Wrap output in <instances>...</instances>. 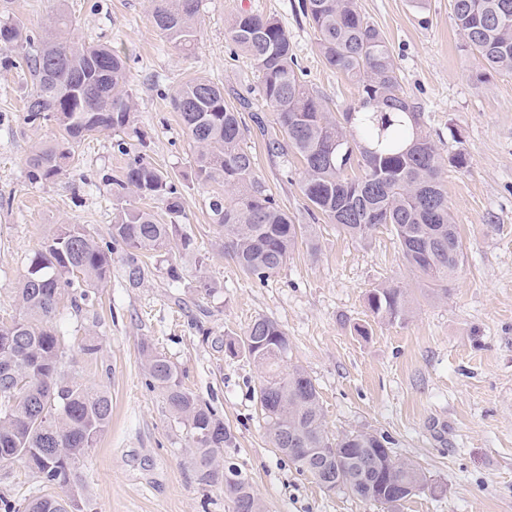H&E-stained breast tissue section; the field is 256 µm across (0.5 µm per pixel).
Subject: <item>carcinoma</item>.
I'll return each mask as SVG.
<instances>
[{
    "label": "carcinoma",
    "mask_w": 512,
    "mask_h": 512,
    "mask_svg": "<svg viewBox=\"0 0 512 512\" xmlns=\"http://www.w3.org/2000/svg\"><path fill=\"white\" fill-rule=\"evenodd\" d=\"M200 2L151 0L160 36L182 48L194 45ZM303 9L325 63L358 83V103L337 120L325 99L297 75L292 45L279 21L241 11L228 36L252 60L260 79L258 93L274 114L271 125L256 113L251 120L269 150L300 157V187L313 209L359 241L381 226L390 227L410 271L424 282V292L446 298L463 249L442 170L446 164L466 167L467 155L459 150L443 156L424 131L417 106L400 86L393 53L357 0H305ZM452 19L465 50L477 61L474 83L512 73V0H452ZM0 48L16 53L0 59L3 67L26 71L32 78L26 120L60 131V138L27 158L30 182L57 180L72 165L73 145L82 139L134 123L125 61L110 46L82 41L64 11L39 37L19 21L1 22ZM171 105L195 144L197 180L224 185V196L210 202L224 255L245 274L267 280L299 240L311 236V225L295 223L268 193L254 157L243 147L244 117L226 104L224 89L197 77L174 93ZM355 167L361 174L348 176ZM103 181L113 199L108 234L130 251L129 277L138 280L144 268L136 253L163 250L178 225L159 223L151 211L132 206L130 198L157 200L173 217L183 215L184 199L167 173L140 156ZM111 269L110 246L83 224H64L35 253L20 283L22 313L0 322V364L11 363L16 376L10 384L0 378V463L23 462L49 488L81 486L80 463L111 423V395L65 370L70 339L54 325L64 298L71 297L75 311H82L92 304L91 289ZM367 303L374 318L389 323L405 321L412 312V299L400 286L373 289ZM224 346L267 369L284 361L289 340L275 320L258 316ZM141 351L148 385L162 392L170 413L189 428L197 480L217 483L214 457L233 445L231 430L184 387L166 356L145 344ZM257 400L268 437L298 474L317 479L323 455L333 449L334 492L363 500L371 491L377 502L395 508L427 485L422 469L394 455L388 437L364 430L330 436L318 389L303 368L290 366L263 376ZM223 479L234 512H266L249 478L228 458ZM0 512L83 510L44 494L22 502L0 497Z\"/></svg>",
    "instance_id": "carcinoma-1"
}]
</instances>
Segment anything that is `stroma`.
<instances>
[{
	"label": "stroma",
	"mask_w": 512,
	"mask_h": 512,
	"mask_svg": "<svg viewBox=\"0 0 512 512\" xmlns=\"http://www.w3.org/2000/svg\"><path fill=\"white\" fill-rule=\"evenodd\" d=\"M301 0H202L197 40L183 51L150 19L149 0H8L0 20L16 18L41 32L58 10L74 19L83 40L109 43L127 58L135 122L98 133L75 149V166L52 183L26 177L27 156L58 131L26 122L31 79L0 68V321L20 313L17 289L30 260L63 224L105 234L112 198L104 176L142 156L169 173L186 200L180 230L192 238L168 245L164 262L144 260L141 280L128 278V252L112 245V269L95 292L93 310L62 301L58 330L98 337L96 358L74 354L72 372L112 396V422L81 462L79 495L92 512H232L223 484H199L183 424L159 390L146 384L141 343L165 354L184 386L209 403L233 436L230 454L269 512H512V74L475 84L476 63L462 49L451 0H358L394 55L401 87L443 154L464 150L468 166L443 170L448 204L459 227L463 261L448 296L421 293L387 229L351 239L313 212L300 190L293 156L268 151L248 136L256 172L277 204L313 227L317 253L298 245L267 281L246 276L225 257L209 202L223 194L194 174V145L170 98L192 78L222 86L224 99L271 116L257 92L252 61L227 35L242 10L277 19L293 47L298 73L333 112L355 106L354 82L330 69L316 45ZM177 266L171 281L167 264ZM218 291L208 296L200 280ZM409 289L405 322L374 319V288ZM275 319L288 334L290 364L304 368L320 393L329 431L363 429L388 436L395 454L417 463L428 483L397 508L328 492L298 475L273 448L256 394L261 370L225 354L227 335L255 317ZM368 327V335L357 332ZM43 489L21 462L0 464V496L15 501Z\"/></svg>",
	"instance_id": "35a3bbf8"
}]
</instances>
